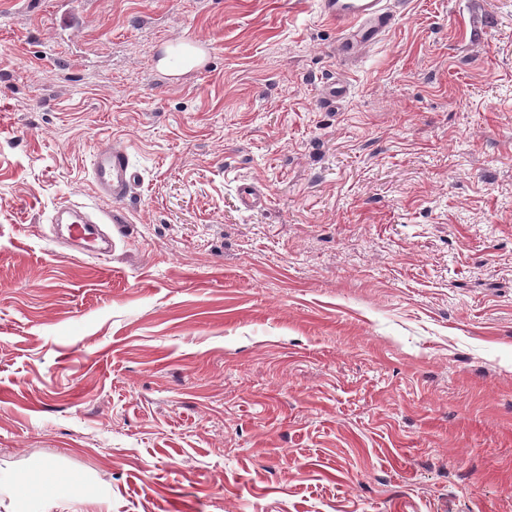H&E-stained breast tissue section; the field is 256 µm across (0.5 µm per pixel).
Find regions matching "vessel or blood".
<instances>
[{
    "label": "vessel or blood",
    "instance_id": "b4317fda",
    "mask_svg": "<svg viewBox=\"0 0 512 512\" xmlns=\"http://www.w3.org/2000/svg\"><path fill=\"white\" fill-rule=\"evenodd\" d=\"M321 15L342 32L341 44L352 49L355 42L374 43L393 25L394 12L390 0H318ZM138 180L129 164L126 151L119 146L104 145L94 154L93 184L98 195L113 200L125 199ZM74 239L90 235L96 224L110 223V216H93L76 209L69 211Z\"/></svg>",
    "mask_w": 512,
    "mask_h": 512
}]
</instances>
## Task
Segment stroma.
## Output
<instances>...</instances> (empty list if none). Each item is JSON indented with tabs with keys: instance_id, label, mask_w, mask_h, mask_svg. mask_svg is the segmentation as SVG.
<instances>
[{
	"instance_id": "stroma-1",
	"label": "stroma",
	"mask_w": 512,
	"mask_h": 512,
	"mask_svg": "<svg viewBox=\"0 0 512 512\" xmlns=\"http://www.w3.org/2000/svg\"><path fill=\"white\" fill-rule=\"evenodd\" d=\"M339 43L318 0H0V512H512V0ZM45 464L75 491L6 495ZM138 181L137 172L129 164L126 151L115 145H104L94 154L96 193L110 200L125 199ZM76 210L69 206L57 212L58 216L55 220L56 224H72L71 231L72 237L76 240H85L86 236L92 234V230L97 227L96 224H112L119 222L116 216L113 219L109 215L93 216L91 213L81 209L82 207L76 206ZM72 210V211H70ZM67 213L69 220L64 222L63 214Z\"/></svg>"
}]
</instances>
